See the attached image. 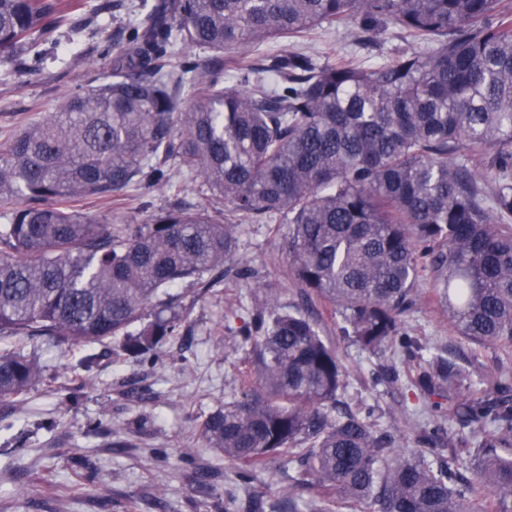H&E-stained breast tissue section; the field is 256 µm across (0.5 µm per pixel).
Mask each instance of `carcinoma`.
<instances>
[{"label":"carcinoma","mask_w":512,"mask_h":512,"mask_svg":"<svg viewBox=\"0 0 512 512\" xmlns=\"http://www.w3.org/2000/svg\"><path fill=\"white\" fill-rule=\"evenodd\" d=\"M80 0H0V58L39 70L38 39ZM357 21L420 49L318 64L293 49ZM278 43L255 64L245 47ZM208 57H189L185 46ZM489 150L488 169L471 163ZM198 182L210 206L174 205L117 229L79 209L131 187ZM0 343L59 337L154 359L191 280L258 283L241 222L288 224L289 275L334 308L352 343L396 345L444 427L415 447L340 400L345 368L307 312L274 299L240 330L254 380L200 424L205 447L252 482L276 455L322 489L309 512H512V390L434 356L404 330L426 274L454 331L512 345V4L509 0H158L130 26L109 81L66 95L0 149ZM43 379L0 346V400ZM465 453L454 468L440 451Z\"/></svg>","instance_id":"obj_1"}]
</instances>
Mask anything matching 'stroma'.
Masks as SVG:
<instances>
[{
	"label": "stroma",
	"mask_w": 512,
	"mask_h": 512,
	"mask_svg": "<svg viewBox=\"0 0 512 512\" xmlns=\"http://www.w3.org/2000/svg\"><path fill=\"white\" fill-rule=\"evenodd\" d=\"M154 2L83 0L80 11L46 35L41 71L31 74L19 61L0 60V147L24 123L49 117L62 96L107 81L112 59L100 55V42L121 48L129 21ZM414 47L388 32L358 44L349 21L299 45L319 63L344 56L376 61ZM177 198L193 206L207 202L199 184L177 176L172 186L133 191L123 204L104 207L89 200L83 208L105 224H140ZM287 235L284 224H246L239 254L258 271V287L227 279L200 299L193 283H180L184 328L156 361L128 359L117 339L86 347L16 338L17 346L39 358L45 381L22 404L0 401V512H217L228 488L240 503H259L262 512H279V502L292 492L304 502L318 499L319 490L300 487L296 465L284 458L270 460L251 484H234L233 466L203 448L198 435L205 416L239 388L247 353L234 311L268 296L283 307L301 301L288 273ZM418 288L422 298L406 321L410 336L431 352L468 360L474 368L512 373V347L469 343L454 332L430 282L420 281ZM314 312L346 368L349 407L373 406L372 423L396 422L406 437H414L415 422L405 409L416 402L406 389L416 362L400 351L359 350L344 339L342 319L328 305L315 304ZM89 353L98 354L97 364L76 376L75 366ZM381 368L397 369L398 381L374 382L371 372Z\"/></svg>",
	"instance_id": "35a3bbf8"
}]
</instances>
